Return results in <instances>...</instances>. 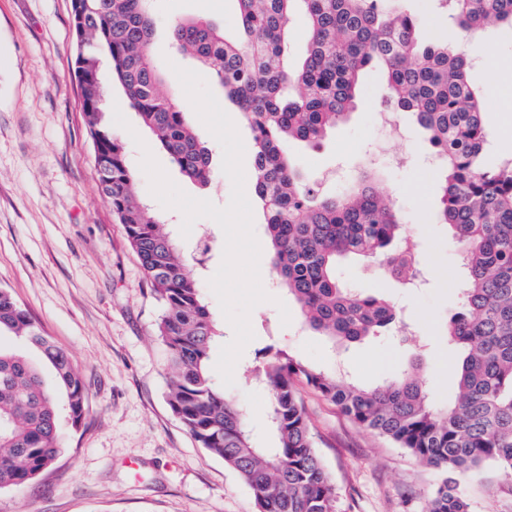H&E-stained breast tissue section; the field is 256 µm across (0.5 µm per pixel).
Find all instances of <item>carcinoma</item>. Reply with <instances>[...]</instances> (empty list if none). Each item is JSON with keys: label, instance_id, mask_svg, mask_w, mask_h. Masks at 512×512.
I'll use <instances>...</instances> for the list:
<instances>
[{"label": "carcinoma", "instance_id": "carcinoma-1", "mask_svg": "<svg viewBox=\"0 0 512 512\" xmlns=\"http://www.w3.org/2000/svg\"><path fill=\"white\" fill-rule=\"evenodd\" d=\"M150 2L71 0V14L99 190L163 306L157 336L172 369L173 415L237 473L259 512H335V489L295 389L302 379L356 424L441 473L426 512H470L461 478L487 463L512 478V157L496 166L482 162L489 110L469 80L471 57L446 39L421 43L412 0H235L234 40L206 19L171 25L177 48L209 73L249 129L272 267L312 331L357 343L399 329L402 315L393 303L338 279L341 259L358 257L407 287L419 266L405 256L401 212L375 186V174L326 193L298 169L288 142L319 143L354 107L360 74L375 64L384 71L388 102L415 117L440 160L437 218L453 231L461 271L459 305L447 325L448 342L462 352L455 401L435 406L425 377L412 368L360 386L268 345L261 350L262 380L278 443L259 448L247 407L208 372L217 330L202 289L167 225L139 196L126 148L99 105L104 53L112 82L141 124L187 178L208 184L210 151L152 61ZM437 2L468 37L488 28L512 34V0ZM297 12L307 19L308 38L293 62L288 33ZM2 329L36 346L54 375L49 387L25 355L0 349V491H23L61 453V423L81 424L87 394L69 354L40 334L6 288H0Z\"/></svg>", "mask_w": 512, "mask_h": 512}]
</instances>
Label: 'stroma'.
Segmentation results:
<instances>
[{
    "mask_svg": "<svg viewBox=\"0 0 512 512\" xmlns=\"http://www.w3.org/2000/svg\"><path fill=\"white\" fill-rule=\"evenodd\" d=\"M158 18L152 54L172 97L212 155V177L202 187L185 177L149 132L134 143L135 112L123 92L103 84L106 110L120 108L128 128L117 135L128 150L137 189L154 214L180 228L182 215L152 200L140 167L150 149L186 193L226 206L231 181L222 170V148L193 111L173 72L197 70L169 36L177 20L203 18L226 36L237 32L235 0H155ZM477 63L470 81L481 90L490 116L488 165L512 157V36L494 30L470 43ZM77 52L70 0H0V288L8 289L43 335L69 353L82 372L90 406L79 429L65 428V450L38 481L22 492L0 493V512H257L249 488L222 459L200 448L166 399L169 366L156 333L161 304L152 295L124 229L102 198L93 143L74 75ZM387 96L381 72L362 76L356 110L316 146L289 143L301 171L317 178L336 171L350 181L371 166L382 171L404 217V229L427 269L423 287L406 289L376 267L342 261L338 277L352 287L397 305L415 334L409 341L383 336L347 347L332 346L307 331L299 305L276 285L264 224H255L260 273L270 301L251 312L254 339L234 369L231 389L248 408L249 425L263 447L271 397L258 379L261 348L272 344L301 362L341 368L348 380L374 386L405 364L427 378L433 401L454 398L458 354L445 335L457 307V247L448 225L436 219L438 182L428 147L411 114L398 115L399 131L382 133L377 115ZM179 243L200 280L217 271L225 237L213 220L195 222ZM291 322L282 325L276 300ZM296 389L315 449L329 472L336 512H424L439 472L404 449L356 425L304 381ZM461 487L471 512H512V481L493 465Z\"/></svg>",
    "mask_w": 512,
    "mask_h": 512,
    "instance_id": "35a3bbf8",
    "label": "stroma"
}]
</instances>
